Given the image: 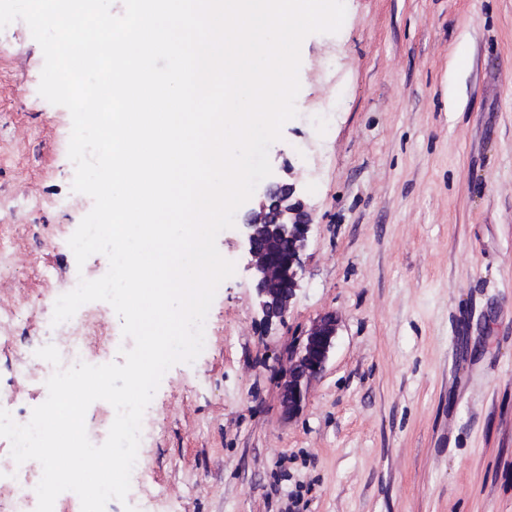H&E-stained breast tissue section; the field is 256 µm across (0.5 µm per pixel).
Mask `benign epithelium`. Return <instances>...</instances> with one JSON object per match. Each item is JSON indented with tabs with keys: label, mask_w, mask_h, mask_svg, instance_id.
Segmentation results:
<instances>
[{
	"label": "benign epithelium",
	"mask_w": 512,
	"mask_h": 512,
	"mask_svg": "<svg viewBox=\"0 0 512 512\" xmlns=\"http://www.w3.org/2000/svg\"><path fill=\"white\" fill-rule=\"evenodd\" d=\"M265 197L269 204L245 218V253L262 320L270 323L285 317L296 295L310 224L294 185L271 182ZM336 333V319L323 318L292 347L281 382V402L288 415L302 406L305 381L325 369Z\"/></svg>",
	"instance_id": "obj_1"
}]
</instances>
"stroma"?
<instances>
[{"mask_svg":"<svg viewBox=\"0 0 512 512\" xmlns=\"http://www.w3.org/2000/svg\"><path fill=\"white\" fill-rule=\"evenodd\" d=\"M301 44L297 115L269 148L311 218L285 321L265 323L245 216L217 237L234 275L193 363L147 406L142 477L109 512H512V0H345ZM456 71H449L450 62ZM27 24L0 47V226L18 233L0 299L39 304L93 207L74 192L69 111L40 96ZM92 346H133L87 303ZM338 321L294 415L288 350Z\"/></svg>","mask_w":512,"mask_h":512,"instance_id":"obj_1","label":"stroma"}]
</instances>
